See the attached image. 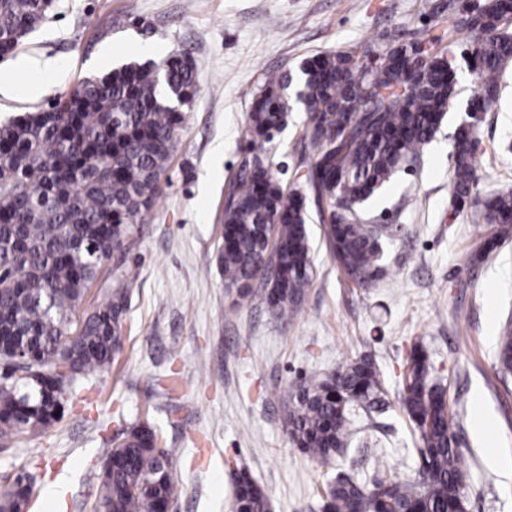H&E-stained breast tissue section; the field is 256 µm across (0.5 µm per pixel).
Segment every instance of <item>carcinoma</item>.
<instances>
[{"instance_id":"cac0c4a2","label":"carcinoma","mask_w":512,"mask_h":512,"mask_svg":"<svg viewBox=\"0 0 512 512\" xmlns=\"http://www.w3.org/2000/svg\"><path fill=\"white\" fill-rule=\"evenodd\" d=\"M48 0H0V49L10 56L40 25ZM512 6L485 0L452 29L473 39L480 78L477 111L500 94L501 71L512 64ZM421 41L370 44L362 54L322 53L293 80L266 77L253 94L248 134L250 166L232 182L224 207L218 264L239 294L263 285L261 299L280 317L295 311L310 287L312 248L306 195L325 224L330 253L354 282L369 286L385 268L392 228L369 224L360 208L429 144L454 97L452 50ZM382 52L379 64L366 57ZM198 65L171 56L126 65L87 78L59 111L31 112L0 124V443L42 433L59 417L77 382L107 371L123 349L130 288L128 264L135 224L160 195L177 149L179 107L191 102ZM296 84L309 112L298 151L300 183L288 187L267 163L271 132L284 126L285 90ZM338 131L336 143L325 132ZM475 126L463 124L453 145V205L478 210L493 238H512V192L480 198ZM116 256L112 288L92 309L77 313L101 266ZM499 369L512 373V330L499 337ZM402 405L420 433L415 479H381L372 487L350 478L327 485L322 512H451L466 504V458L445 392L425 356L411 354ZM383 407L380 375L363 357L323 377H302L284 393L288 432L297 448L327 464L343 453L354 407ZM34 477L19 470L0 478V512H23ZM176 494L175 468L159 435L135 427L107 449L92 512H166ZM267 491L247 474L235 482L233 512H271Z\"/></svg>"}]
</instances>
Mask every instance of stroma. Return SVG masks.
Wrapping results in <instances>:
<instances>
[{
    "label": "stroma",
    "instance_id": "obj_1",
    "mask_svg": "<svg viewBox=\"0 0 512 512\" xmlns=\"http://www.w3.org/2000/svg\"><path fill=\"white\" fill-rule=\"evenodd\" d=\"M483 0H54L16 55L49 61L47 91L0 93V122L46 108L82 79L101 76L116 50L142 63L179 55L198 65L184 109L179 149L162 192L138 224L129 257L131 288L124 347L108 373L68 399L60 423L0 444V477H35L28 512H91L107 441L135 425L159 433L176 466L171 512H230L234 476L247 471L270 495L272 512H321L326 483L342 474L370 485L385 464L401 479L418 469L417 437L401 405L413 349L458 410L459 448L470 462L467 512H512V375L498 370V336L512 320V239L488 247L491 225L455 210L451 149L477 92L464 54L467 31L449 15ZM388 36L452 37L456 96L419 164L399 172L363 208L372 224L398 231L385 271L370 287L347 279L326 250L324 225L308 204L314 273L302 304L282 319L259 296L230 294L217 263L224 201L246 156L252 94L266 75L291 71L323 52L348 51ZM308 116L292 103L269 152L276 178L292 185ZM479 188L512 190V66L499 101L477 130ZM487 259L471 263L475 252ZM370 357L381 374L382 412H356L363 444L325 466L303 454L283 422L291 381L332 373Z\"/></svg>",
    "mask_w": 512,
    "mask_h": 512
}]
</instances>
